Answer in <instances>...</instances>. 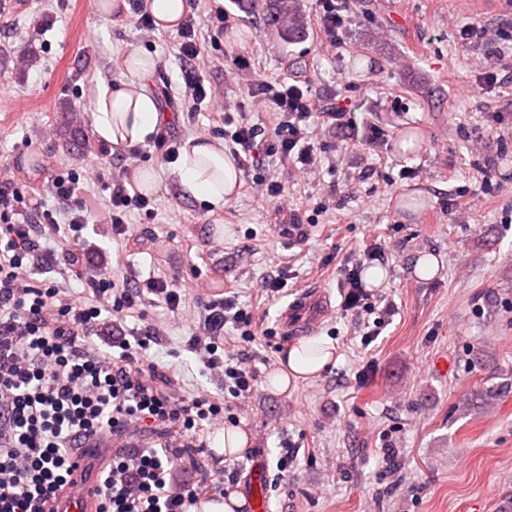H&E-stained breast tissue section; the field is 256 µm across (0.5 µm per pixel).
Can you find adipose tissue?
<instances>
[{
  "instance_id": "adipose-tissue-1",
  "label": "adipose tissue",
  "mask_w": 512,
  "mask_h": 512,
  "mask_svg": "<svg viewBox=\"0 0 512 512\" xmlns=\"http://www.w3.org/2000/svg\"><path fill=\"white\" fill-rule=\"evenodd\" d=\"M153 69L139 49H131L127 59L129 78L117 85L103 87L93 104L94 131L113 146L141 143L151 137L164 114L144 79ZM180 185L186 195L212 206L223 205L238 186V168L217 140L187 139L175 162ZM332 358L331 347L308 355L291 349L283 361L284 369L274 378L278 389H287L294 381L318 375Z\"/></svg>"
}]
</instances>
